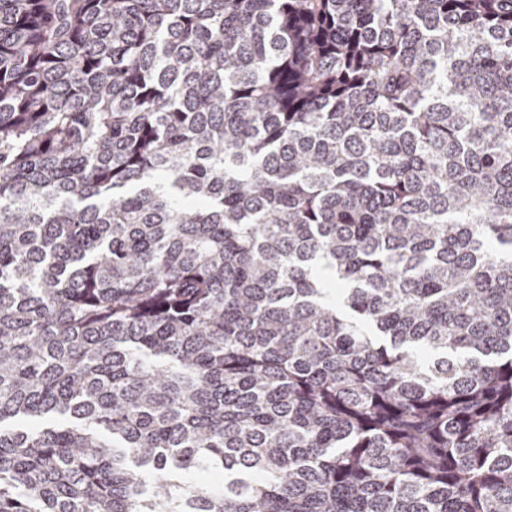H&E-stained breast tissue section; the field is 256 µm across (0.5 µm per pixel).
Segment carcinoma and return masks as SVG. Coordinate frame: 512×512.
<instances>
[{
    "instance_id": "1",
    "label": "carcinoma",
    "mask_w": 512,
    "mask_h": 512,
    "mask_svg": "<svg viewBox=\"0 0 512 512\" xmlns=\"http://www.w3.org/2000/svg\"><path fill=\"white\" fill-rule=\"evenodd\" d=\"M0 512H512V0H0Z\"/></svg>"
}]
</instances>
